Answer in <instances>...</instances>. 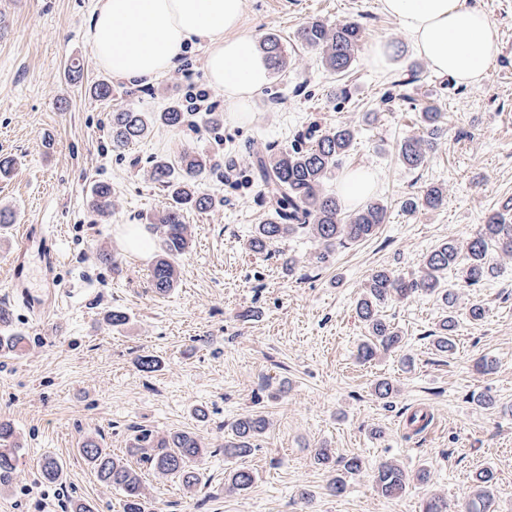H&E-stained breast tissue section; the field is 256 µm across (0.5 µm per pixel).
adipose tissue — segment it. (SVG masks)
<instances>
[{"instance_id":"ef3b65f1","label":"adipose tissue","mask_w":512,"mask_h":512,"mask_svg":"<svg viewBox=\"0 0 512 512\" xmlns=\"http://www.w3.org/2000/svg\"><path fill=\"white\" fill-rule=\"evenodd\" d=\"M417 53L441 75L479 85L499 52L495 22L474 0H382ZM246 0H96L91 49L113 77L149 83L185 48L205 44L204 69L231 111L246 112L269 82L256 41L241 32Z\"/></svg>"}]
</instances>
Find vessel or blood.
I'll return each mask as SVG.
<instances>
[{
  "instance_id": "vessel-or-blood-1",
  "label": "vessel or blood",
  "mask_w": 512,
  "mask_h": 512,
  "mask_svg": "<svg viewBox=\"0 0 512 512\" xmlns=\"http://www.w3.org/2000/svg\"><path fill=\"white\" fill-rule=\"evenodd\" d=\"M34 252L41 254L44 260L43 275L38 281L33 278L29 262ZM56 265L57 255L47 247L45 239L36 238L30 231H22L11 263L10 286L34 319L44 317L58 300L59 282L54 276Z\"/></svg>"
}]
</instances>
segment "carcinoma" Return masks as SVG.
<instances>
[{
  "instance_id": "obj_1",
  "label": "carcinoma",
  "mask_w": 512,
  "mask_h": 512,
  "mask_svg": "<svg viewBox=\"0 0 512 512\" xmlns=\"http://www.w3.org/2000/svg\"><path fill=\"white\" fill-rule=\"evenodd\" d=\"M364 28L356 22L345 21L330 26L320 20L306 23L297 33V40L306 48L322 52L325 65L336 73L347 72L356 62V51L362 41ZM259 50L266 56L273 70L279 72L288 66L287 49L277 34L260 38ZM187 120L182 106L174 102L166 111L148 116L143 112L118 109L112 113L110 138L112 148L123 149L145 137L151 126L160 123L179 128ZM423 132L406 137L398 147V157L408 169H417L427 163L434 149L435 139L441 129V113L428 105L423 109ZM356 136L349 124H338L326 130L306 147L293 146L278 153L260 154L255 167L263 186L269 218L258 224L249 240L252 251L263 253L278 241L296 232H305L322 246L317 256L325 262L336 247L346 243L366 240L376 234L384 223V206L377 201L367 203L361 210L344 215L336 196L323 191L324 182L349 151ZM208 171L207 160L186 151L177 165L165 159L152 161L149 176L168 193L169 203L158 217L156 232L159 234L160 256L150 272V284L160 295L175 287L178 272L174 259L189 248V225L183 223V211L194 208L204 212L215 207L212 196L202 191L201 180ZM444 198L440 186L428 185L420 195L409 196L403 201L405 209L413 211L422 205L438 207ZM90 207L101 215L112 211V185L97 182L93 185ZM499 254L512 255V219L497 212L473 236L459 241L449 239L432 250L424 259L419 273L411 278L387 270H378L368 279L364 296L359 299L356 311L368 330V339L360 345L358 357L371 361L381 352L396 351L405 345V336L379 311V305L392 299L406 300L419 292L438 293L448 307V315L439 325L435 346L442 353L455 348L456 319L453 314L455 295L444 287L443 275L448 268L464 260L463 277L470 286L481 284L494 275L495 258ZM12 313L0 308V355L16 356L21 351L25 337L11 332ZM266 420L259 415L238 419L232 427L233 437L224 444V454L245 456L255 447L254 441L264 433ZM80 452L105 485L119 490L123 496V512H145L146 494L139 464L162 477H176L188 490L201 481L197 461L206 453L202 440L188 431L173 432L157 438L152 431L141 428L133 434L126 449L127 456L136 459L131 464L106 452L95 441L86 440ZM19 446L13 424L0 418V487L13 484L18 476ZM364 468L358 455L349 457L343 471L333 476L326 490L333 496L345 493L347 477ZM62 475L60 462L46 456L39 463V476L46 483H56ZM494 475L489 469L479 471L470 487L467 512H496L492 494ZM255 481L253 471L234 469L225 477L230 491H243ZM410 476L397 462L387 460L378 464L375 483L386 497L405 491Z\"/></svg>"
}]
</instances>
